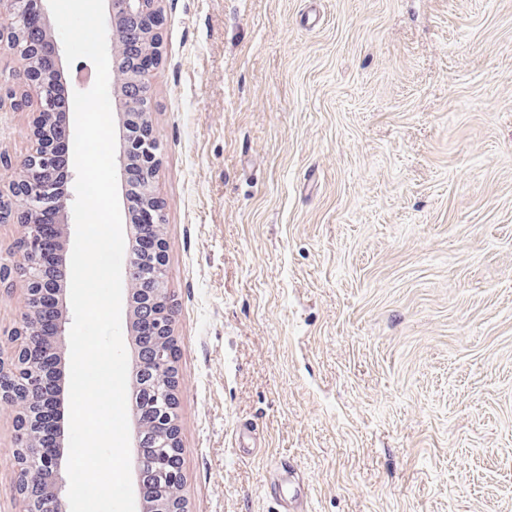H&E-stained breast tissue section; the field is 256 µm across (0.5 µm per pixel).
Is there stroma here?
<instances>
[{
    "label": "stroma",
    "mask_w": 512,
    "mask_h": 512,
    "mask_svg": "<svg viewBox=\"0 0 512 512\" xmlns=\"http://www.w3.org/2000/svg\"><path fill=\"white\" fill-rule=\"evenodd\" d=\"M158 32L188 512H278L282 460L304 512H512V0H162ZM15 437L0 409V512Z\"/></svg>",
    "instance_id": "stroma-1"
}]
</instances>
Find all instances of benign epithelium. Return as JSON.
<instances>
[{
	"mask_svg": "<svg viewBox=\"0 0 512 512\" xmlns=\"http://www.w3.org/2000/svg\"><path fill=\"white\" fill-rule=\"evenodd\" d=\"M160 0H110L111 55L113 86L123 92L118 111L123 116L122 143L115 154L116 170L125 179L127 166L134 163L140 170L135 195L142 204L144 223L152 226L151 236L132 245V260L126 270L127 302H132L136 288L133 281L146 274L152 281L153 292L148 301L140 302V314L157 326L162 336L171 335L174 318L173 301L169 295L166 274V245L163 236L155 231L163 223L165 203L159 196L156 173L159 144L152 136V109L147 107L150 96L144 92L153 68H141L119 56L128 46H134L152 60H157L159 37L156 31ZM34 0H0V53L9 52L24 62L22 85L15 88L0 78V108L5 101L15 111L30 114L31 147L12 159L0 153V169H8L7 177L0 176V223L16 224L20 232L16 243L19 261L0 265V288H14L21 282L20 317L11 336L10 355L0 352V407L15 409L16 430L37 426L36 415L25 414L26 403L42 398L41 366L53 355V350L66 344L69 335V307L66 293H61L44 272L46 242L59 238L67 246L71 235L70 202L72 193L59 192L58 160L55 142L65 130L51 126V117L58 111V101L46 89L50 75L43 65V47H50L57 68H63L60 46L50 20L48 0H39L43 22L35 24L30 6ZM55 210L59 222L48 226L40 222L42 214ZM153 259L147 272L138 264L139 258ZM55 293L59 304L55 312L44 308L46 295ZM175 351H161L150 360H132L131 374L151 373L155 376L174 373ZM24 371L30 379L26 386L15 384V375ZM157 439L172 448V454L162 460L170 467L174 481L181 482L182 452L176 422L161 426ZM30 460L19 461V490L28 499L40 498L39 512H66L62 498L64 488L61 466L63 453L47 454L40 440L30 443Z\"/></svg>",
	"mask_w": 512,
	"mask_h": 512,
	"instance_id": "benign-epithelium-1",
	"label": "benign epithelium"
}]
</instances>
